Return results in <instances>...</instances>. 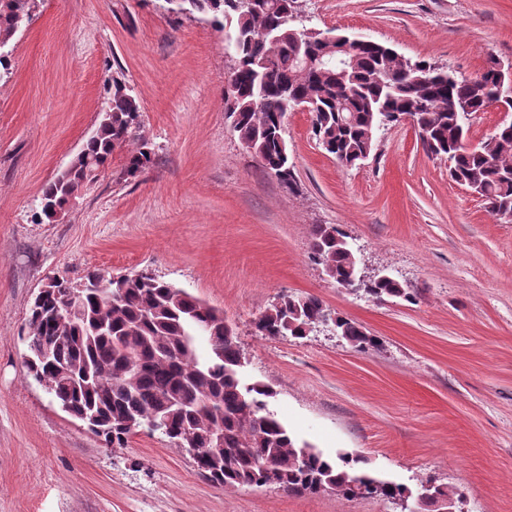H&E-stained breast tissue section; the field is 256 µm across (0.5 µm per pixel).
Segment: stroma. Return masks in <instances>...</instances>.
Instances as JSON below:
<instances>
[{"label":"stroma","instance_id":"obj_1","mask_svg":"<svg viewBox=\"0 0 512 512\" xmlns=\"http://www.w3.org/2000/svg\"><path fill=\"white\" fill-rule=\"evenodd\" d=\"M311 28L392 46L476 76L512 63V0H300ZM0 68V512H402L381 498L224 489L158 433L111 448L28 377L30 304L49 278L149 271L223 311L243 384L325 456L419 494L454 487L462 512H512V222L451 181L406 124L381 128L345 168L289 113L292 184L268 173L224 112L233 59L202 14L159 0H37ZM134 89L153 163L118 149L63 221L42 192L96 133L113 78ZM346 233L366 272L416 300L340 288L309 256L317 225ZM313 294L380 340L365 352L326 330L259 336L279 297Z\"/></svg>","mask_w":512,"mask_h":512}]
</instances>
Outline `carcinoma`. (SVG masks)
Here are the masks:
<instances>
[{
  "instance_id": "obj_1",
  "label": "carcinoma",
  "mask_w": 512,
  "mask_h": 512,
  "mask_svg": "<svg viewBox=\"0 0 512 512\" xmlns=\"http://www.w3.org/2000/svg\"><path fill=\"white\" fill-rule=\"evenodd\" d=\"M34 0H0V66L6 48L32 19ZM168 10L207 15L234 37L236 69L224 89L231 126L245 147L281 182L292 185L285 126L299 103L313 106L312 133L340 165L364 163L376 147V131L411 113L426 128L428 153L448 162L451 181L478 193L488 211L512 210V125L499 126L474 148L471 117L499 105L512 112V98L500 91L507 67L490 58L474 77L443 68L403 63L388 44L363 43L334 34L324 41L295 21L299 0H174ZM140 106L127 85L112 79L110 98L96 133L72 166L44 188L40 222L50 210L97 180L112 153L129 147L126 173L137 177L153 163L149 143L136 138ZM312 258L337 285L350 281L358 259L345 234L319 225L311 235ZM83 288L56 279L76 296L48 294L31 311L25 365L35 381L71 416L85 422L105 445L123 448L134 434L127 420L146 426L164 422L169 442L203 457L198 469L225 488L274 485L290 494L331 491L343 497L379 496L402 500L408 490L358 471V457L332 460L298 447L286 427L264 411L266 385L245 387L239 378L243 355L224 314L159 277L138 273L108 277L87 272ZM365 293L380 301H415L413 289L397 280L374 281ZM75 304L79 315L60 323L56 312ZM328 313L314 295L283 296L255 321L261 336L302 339ZM340 336L359 351L380 345L357 322L336 317ZM214 429L224 449L210 441ZM422 512H444L456 490L427 482Z\"/></svg>"
}]
</instances>
